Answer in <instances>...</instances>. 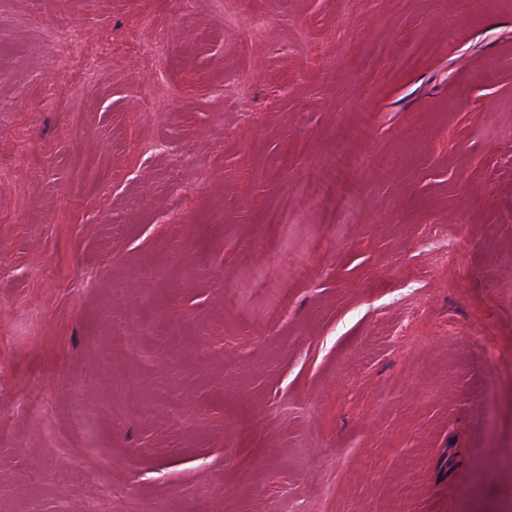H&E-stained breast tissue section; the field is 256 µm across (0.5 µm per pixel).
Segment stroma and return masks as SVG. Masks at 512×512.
I'll list each match as a JSON object with an SVG mask.
<instances>
[{"instance_id": "1", "label": "stroma", "mask_w": 512, "mask_h": 512, "mask_svg": "<svg viewBox=\"0 0 512 512\" xmlns=\"http://www.w3.org/2000/svg\"><path fill=\"white\" fill-rule=\"evenodd\" d=\"M90 507L512 512V0H0V512Z\"/></svg>"}]
</instances>
